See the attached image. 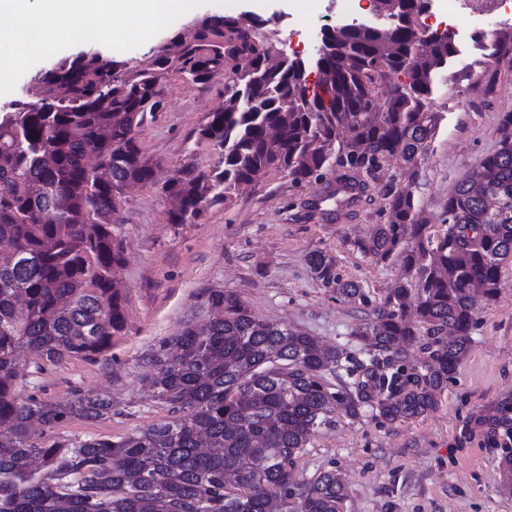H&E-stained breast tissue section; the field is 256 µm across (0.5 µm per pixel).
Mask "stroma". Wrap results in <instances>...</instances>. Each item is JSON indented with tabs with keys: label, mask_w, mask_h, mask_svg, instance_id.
<instances>
[{
	"label": "stroma",
	"mask_w": 512,
	"mask_h": 512,
	"mask_svg": "<svg viewBox=\"0 0 512 512\" xmlns=\"http://www.w3.org/2000/svg\"><path fill=\"white\" fill-rule=\"evenodd\" d=\"M493 0H467L456 19L460 55L448 67L431 108L441 119L415 178L391 159L366 175L368 189L355 203H318L336 189L335 169L300 186L286 173L270 171L261 182L242 186L233 198L210 208L195 224H172L169 205L151 186L125 190L117 231L125 248L113 275L123 289L126 327L94 359L72 358L46 366L18 384V392L44 401L106 394L112 411L86 420L73 418L45 432L44 443L85 436L114 439L168 418L142 378L157 357L189 324L208 321L211 289L245 301L262 320L285 322L325 344L359 355L353 332L382 306L399 276L389 261L364 255L357 246L373 225L384 223L388 193L410 186L415 203L437 235L448 194L499 145V118L512 112V67L502 66L490 94L473 90L486 69L474 36L490 40L493 27L476 24L474 11L491 10ZM258 13L261 32L280 49L297 37L296 16L255 0H201L190 16L168 18L152 39L119 35L99 45L95 32L75 29L49 48L33 52L26 68L0 83V104L20 98L24 79L47 70L64 55L102 48L126 68L146 66L156 50L195 35L210 16ZM165 107L148 120L139 139L144 151L161 159L164 173L187 163L209 170L218 153L191 135L208 113L224 105V75L205 84L168 73L161 79ZM335 262L341 280L361 285L363 300L348 303L317 279L309 253ZM512 405V262L503 264L497 298L478 302L471 350L444 384L436 409L390 422L372 408L350 417L337 412L296 461L295 476L306 482L327 470L347 484L346 512H512V496L499 491L503 430L495 421Z\"/></svg>",
	"instance_id": "obj_1"
}]
</instances>
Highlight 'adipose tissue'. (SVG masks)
<instances>
[{"instance_id": "adipose-tissue-1", "label": "adipose tissue", "mask_w": 512, "mask_h": 512, "mask_svg": "<svg viewBox=\"0 0 512 512\" xmlns=\"http://www.w3.org/2000/svg\"><path fill=\"white\" fill-rule=\"evenodd\" d=\"M194 0H0V44L14 54L0 57V75L9 76L28 52L43 48L84 21H93L103 43L118 34V24H136L143 37L174 10H194Z\"/></svg>"}]
</instances>
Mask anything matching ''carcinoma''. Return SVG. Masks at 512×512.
<instances>
[{"label": "carcinoma", "instance_id": "obj_1", "mask_svg": "<svg viewBox=\"0 0 512 512\" xmlns=\"http://www.w3.org/2000/svg\"><path fill=\"white\" fill-rule=\"evenodd\" d=\"M393 12L374 22L325 24L309 59L284 58L259 35L253 14L209 17L177 50L162 48L121 72L97 50L62 56L35 76L29 100L0 108V512H345L335 470L299 482L296 460L341 410L365 407L388 421L436 408L448 375L471 349L472 293L498 294L512 259V112L499 118V147L448 194L442 235L426 232L414 195L388 196L391 219L360 250L399 266L385 302L353 336L364 359L348 366L341 346L255 317L241 299L210 291L212 315L175 337L154 360L150 386L170 417L116 440L88 436L40 446L37 431L112 411L100 394L66 402L21 398L19 354L43 364L90 359L126 325L112 278L124 262L114 216L123 190L152 186L169 199L172 224H194L242 184L270 169L295 185L345 170L336 191L358 200L359 179L391 157L412 177L439 123L430 102L457 55V40L430 37L429 0H379ZM512 67V27L481 44ZM224 70V107L195 130L218 151L209 171L187 164L166 178L138 132L164 108L160 79L194 84ZM316 278L347 302L363 288L336 277L333 260L308 255ZM424 342L432 364L405 363L404 345ZM336 379L328 381L327 376ZM500 488L512 495V448L502 449Z\"/></svg>", "mask_w": 512, "mask_h": 512}]
</instances>
